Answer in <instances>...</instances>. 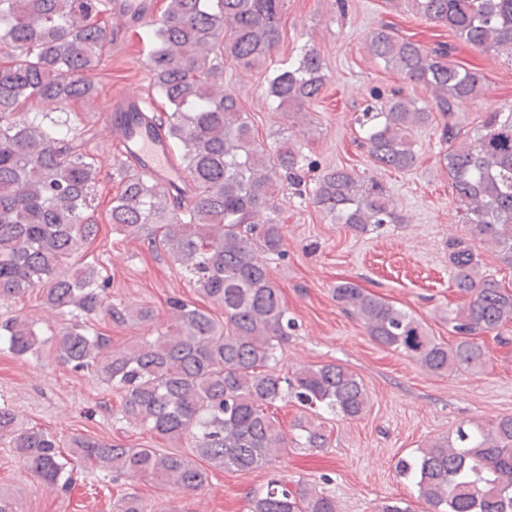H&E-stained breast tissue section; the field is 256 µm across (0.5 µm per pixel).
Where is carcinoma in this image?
Instances as JSON below:
<instances>
[{
  "label": "carcinoma",
  "instance_id": "obj_1",
  "mask_svg": "<svg viewBox=\"0 0 512 512\" xmlns=\"http://www.w3.org/2000/svg\"><path fill=\"white\" fill-rule=\"evenodd\" d=\"M112 3L0 0V44L12 50L0 65V301L41 288L53 309L146 321V309L112 306L110 280L97 266L71 263L97 231L85 217L99 175L93 155L22 111L28 104L56 110L95 95L91 72L118 40L105 21ZM415 4L423 17L464 43L512 57V0ZM124 6L132 22L150 29L151 85L168 110L152 112L148 99L124 104L114 116L164 137L188 180L162 184L127 158H116L110 223L125 239L163 246L224 309V323L173 299L170 324L155 339L114 350L111 337L76 322L58 341L59 359L92 371L119 392L123 418L171 440L192 439L193 453L215 468H266L288 451L290 441L323 448L321 426L301 417L296 427L302 439H290L269 413L292 398L306 411L318 406L357 420L369 405L363 381L345 367L301 365L289 374L277 368V349L288 341L294 319L266 259L284 252L278 184L299 187L305 172L294 147L286 141L273 149L259 143L237 97L215 87L219 58L245 70L266 60L279 42L285 0H167L157 20L150 19L145 0ZM369 47L386 67L433 94V106H420L397 90L375 98L356 117L361 145L377 166L412 170V131L429 123L434 111L448 118L441 137L449 147L441 164L467 227L466 235L448 237V263L454 288L467 301L448 318L459 334L448 346L428 335L412 314L353 282L336 284L334 298L363 321L377 345L415 359L429 373L479 370L491 362V353L475 336L492 333L502 343L512 323V289L479 273L476 252L488 245L512 267V113L489 112L481 125L466 130L456 109L482 94L480 72L448 63L447 45L427 49L385 24L371 33ZM267 83L276 109L302 111L324 88L320 54L304 49L297 62L273 70ZM311 201L357 234L404 223L384 183L344 168L324 172ZM48 342L26 318L0 321V346L17 357ZM2 436L10 437L24 468L63 490L72 481L73 458L187 491L208 480V472L188 457L156 448L74 437L66 455L56 438L24 427L4 406ZM396 468L431 512H512V416L461 425L455 440L430 441L399 459ZM114 508L146 512L134 493ZM249 512H338V506L314 486L273 479L264 492L251 495Z\"/></svg>",
  "mask_w": 512,
  "mask_h": 512
}]
</instances>
